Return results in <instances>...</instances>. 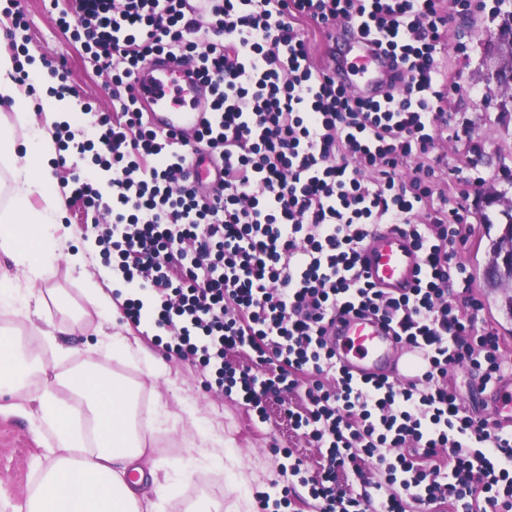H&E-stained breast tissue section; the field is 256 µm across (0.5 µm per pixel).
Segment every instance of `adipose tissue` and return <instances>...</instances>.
Returning a JSON list of instances; mask_svg holds the SVG:
<instances>
[{
  "label": "adipose tissue",
  "instance_id": "obj_1",
  "mask_svg": "<svg viewBox=\"0 0 512 512\" xmlns=\"http://www.w3.org/2000/svg\"><path fill=\"white\" fill-rule=\"evenodd\" d=\"M26 92L16 79V64L0 52V108L13 107V120L0 122V170L9 176L7 202L0 206V255L13 274L0 276V299L26 288L27 300L43 306L45 293L32 289L41 271V256L50 247L51 228L62 209L49 189L51 141L29 113L18 111ZM40 206H32V196ZM38 350L10 334L0 335V395L21 396L36 403L37 433L51 438L45 450L49 466L41 470L25 503V512H159L148 482L156 468L142 470L147 434L152 427L137 419L139 389L111 375L97 363L54 374L41 392H31V377L45 376ZM93 424L94 446H76L70 422L76 404Z\"/></svg>",
  "mask_w": 512,
  "mask_h": 512
}]
</instances>
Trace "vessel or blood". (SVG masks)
Returning <instances> with one entry per match:
<instances>
[{"label": "vessel or blood", "mask_w": 512, "mask_h": 512, "mask_svg": "<svg viewBox=\"0 0 512 512\" xmlns=\"http://www.w3.org/2000/svg\"><path fill=\"white\" fill-rule=\"evenodd\" d=\"M339 57L336 80L366 101L386 97L388 56L374 39L350 28ZM136 92L150 126L163 134H189L210 118L212 92L196 75L178 70L166 55H153L136 75ZM360 269L374 287L392 296L407 294L421 275L423 257L411 238L391 224L376 225L360 250ZM326 340L336 352V363L354 380L385 379L402 383L422 376L427 358L423 350L401 341L393 329L372 314L337 317ZM484 400L494 426H512V372L488 390Z\"/></svg>", "instance_id": "b4317fda"}]
</instances>
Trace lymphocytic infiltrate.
I'll return each mask as SVG.
<instances>
[{
    "mask_svg": "<svg viewBox=\"0 0 512 512\" xmlns=\"http://www.w3.org/2000/svg\"><path fill=\"white\" fill-rule=\"evenodd\" d=\"M68 2L50 0L57 23L111 73L118 109L84 107L94 137L67 123L53 137L112 174L111 199L77 173L72 194L112 217L103 243L132 289L126 319L153 325L166 353L198 362L259 413L308 375V407L293 420L326 451L310 488L318 512H367L365 496L337 489L336 473L368 460L386 474L380 512H406L410 498L512 512V431L467 414L448 381L465 363L490 386L512 361L497 331L477 325L483 304L457 260L468 217L432 158L448 131L444 105L461 90L439 79L444 0ZM299 17L326 30L360 22L401 61L406 84L383 103L354 99L312 61ZM157 53L197 63L213 88L198 134L221 162L210 197L190 177L186 140L153 130L136 103L135 72ZM377 224L402 227L423 256L410 294L388 296L360 274L359 247ZM346 311L373 313L424 349V375L359 384L339 370L325 326ZM244 347L252 366L225 370V352ZM442 451L445 476L422 465Z\"/></svg>",
    "mask_w": 512,
    "mask_h": 512,
    "instance_id": "1",
    "label": "lymphocytic infiltrate"
}]
</instances>
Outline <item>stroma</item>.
<instances>
[{
	"instance_id": "35a3bbf8",
	"label": "stroma",
	"mask_w": 512,
	"mask_h": 512,
	"mask_svg": "<svg viewBox=\"0 0 512 512\" xmlns=\"http://www.w3.org/2000/svg\"><path fill=\"white\" fill-rule=\"evenodd\" d=\"M485 6L463 15L456 8L448 10V36L440 54L442 69L456 77L463 87L451 95L445 106L448 114L447 142L438 153L443 158L442 172L457 165H468L482 176L479 184L467 187L459 201L473 226L459 261L472 275L473 289L484 309L480 321L492 325L505 339V356L512 357V319L495 302V293L481 276L489 236L503 229L501 207L486 201L487 189L512 199V107L501 109L490 71L487 46L498 32L503 12L512 10V0H484ZM24 26H15L11 14L0 10V29L7 33V44L25 45L29 59L43 62L64 60L67 80L78 104L91 105L94 111L112 113V83L97 69L81 42L57 27L47 0H21ZM465 51H458V43ZM50 189L63 203L62 222L57 234L60 248L43 258L42 278L38 288L57 289L71 308L85 303L84 275L98 277L102 259L86 231L87 209L83 200L71 196L66 181L74 171L88 172L89 161L60 164L50 160ZM84 252L85 274L68 270L66 255ZM66 312L48 306L41 315L24 319L0 308V328H16L23 342L40 340L43 332L54 331L68 321ZM121 334L138 338L159 361L156 379L144 375V367L134 359H109L111 371L141 383V392L150 400L156 417L147 436L146 463H160L166 476L162 493L164 512H184L193 499L207 496L220 500L223 512H257V494H268L280 501V512H313L310 484L318 469L320 452L312 447L301 431L290 428L284 407L304 411L307 402L303 389L269 398L265 416H258L220 390H205L199 366L167 355L162 346L145 332L126 321L121 305L102 311H90L66 336L56 335L52 344L42 347L41 358L48 372L65 371L97 362L98 342L103 337ZM11 397H0V492L10 498L26 497L38 474L34 461L43 456V441L36 435L30 418L13 406ZM212 430L224 439V456L216 458L193 448L194 431ZM304 466L300 473L291 470L293 457Z\"/></svg>"
}]
</instances>
